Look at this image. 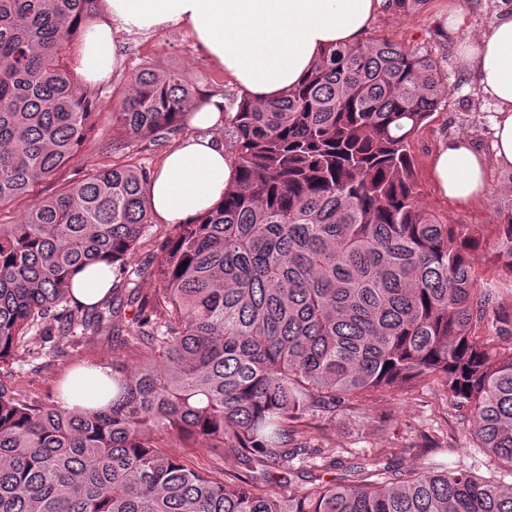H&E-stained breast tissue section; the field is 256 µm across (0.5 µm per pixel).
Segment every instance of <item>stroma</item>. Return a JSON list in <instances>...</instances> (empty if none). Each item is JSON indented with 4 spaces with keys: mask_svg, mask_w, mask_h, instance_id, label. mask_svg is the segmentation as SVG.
I'll use <instances>...</instances> for the list:
<instances>
[{
    "mask_svg": "<svg viewBox=\"0 0 512 512\" xmlns=\"http://www.w3.org/2000/svg\"><path fill=\"white\" fill-rule=\"evenodd\" d=\"M502 8L501 0H428L427 5L410 18L394 12L379 14L368 34L388 38L410 49L431 54L447 70L452 94L441 104L426 125L410 141L415 161V176L421 186V206L444 224H489L493 210L501 197L500 181L503 169L497 163L489 165L486 195L465 207L448 203L437 191L429 174V162L439 142L457 135L468 136L482 151H490L492 131L488 115L494 103L480 91L476 79L461 59V46L488 30ZM458 13L461 20L456 35L444 33L443 23L448 14ZM121 64L110 78L100 82L103 99L120 93L137 66L149 64L159 68L187 71L196 80L200 92L224 95L226 100L240 99V92L217 73L209 59L197 46L186 29H174L163 34L127 33L119 35ZM119 133L112 128L109 113H102L95 131L85 147L55 174L34 184L29 194L0 210V222L16 221L25 209L72 185L93 168L106 164L105 149ZM167 224L152 223L141 241L132 264L141 270L133 285L140 293L153 294L157 284L149 274L156 246L172 235ZM112 340L103 337L95 343L75 350L65 357L34 358L19 352L9 365L0 368V384L18 391L22 396L38 400L55 395L70 373L90 362L110 363ZM319 430L313 431L315 443L331 448L353 450L389 448L420 441L422 435L436 434L447 442V449L437 457L452 468H469L485 474L484 456L473 448L469 424L463 423L447 399L436 392L426 391L391 397L386 404L364 405L351 413H337L321 419Z\"/></svg>",
    "mask_w": 512,
    "mask_h": 512,
    "instance_id": "obj_1",
    "label": "stroma"
}]
</instances>
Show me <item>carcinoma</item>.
Returning a JSON list of instances; mask_svg holds the SVG:
<instances>
[{
  "mask_svg": "<svg viewBox=\"0 0 512 512\" xmlns=\"http://www.w3.org/2000/svg\"><path fill=\"white\" fill-rule=\"evenodd\" d=\"M99 0H0V208L85 144L98 93L72 67ZM408 17L427 0H388ZM429 54L325 50L281 98L231 116L236 179L154 256L151 296L76 302L70 271L128 270L151 224L129 142L185 126L192 78L142 65L108 108L112 163L0 224V367L112 329V401L70 410L0 384V512H512V193L483 228L420 208L410 140L448 99ZM137 309L123 321L115 294ZM419 388L472 425L491 475L311 448L312 422ZM233 456L203 471L170 443ZM423 456L402 470L401 453ZM343 470L347 481L324 479Z\"/></svg>",
  "mask_w": 512,
  "mask_h": 512,
  "instance_id": "carcinoma-1",
  "label": "carcinoma"
}]
</instances>
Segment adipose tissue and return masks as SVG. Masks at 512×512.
I'll list each match as a JSON object with an SVG mask.
<instances>
[{"label":"adipose tissue","instance_id":"ef3b65f1","mask_svg":"<svg viewBox=\"0 0 512 512\" xmlns=\"http://www.w3.org/2000/svg\"><path fill=\"white\" fill-rule=\"evenodd\" d=\"M385 0H102V18L87 28L74 59L85 80L97 83L118 67V32L191 31L206 56L247 98L266 102L301 83L322 52L363 41ZM463 57L484 94L495 103L491 154L452 137L430 160L433 181L448 200L468 205L486 191L489 161L512 167V7H503L490 29L465 41ZM225 101L195 107L198 135L180 140L148 182L151 214L164 224H189L224 198L235 177L234 158L216 137ZM113 274L103 263L77 271L69 287L84 305L102 299ZM104 368H81L66 385L68 407L103 406L96 380Z\"/></svg>","mask_w":512,"mask_h":512}]
</instances>
